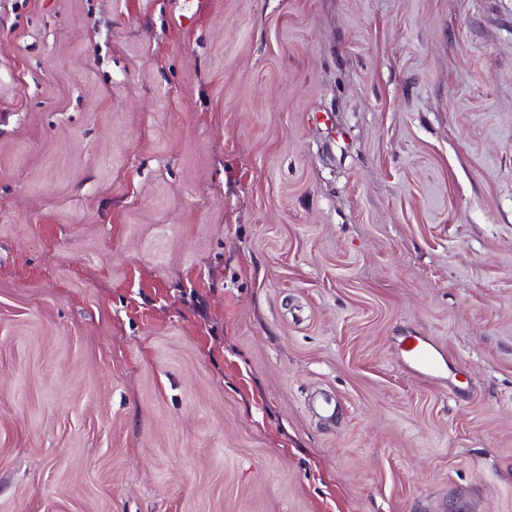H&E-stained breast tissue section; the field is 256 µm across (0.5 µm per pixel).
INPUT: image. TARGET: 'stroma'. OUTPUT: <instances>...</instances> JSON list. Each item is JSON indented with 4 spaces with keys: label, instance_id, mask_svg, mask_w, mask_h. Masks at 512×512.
Wrapping results in <instances>:
<instances>
[{
    "label": "stroma",
    "instance_id": "stroma-1",
    "mask_svg": "<svg viewBox=\"0 0 512 512\" xmlns=\"http://www.w3.org/2000/svg\"><path fill=\"white\" fill-rule=\"evenodd\" d=\"M0 512H512V0H0ZM405 363L417 374L438 377L441 363L435 345L428 341H417L405 350Z\"/></svg>",
    "mask_w": 512,
    "mask_h": 512
}]
</instances>
